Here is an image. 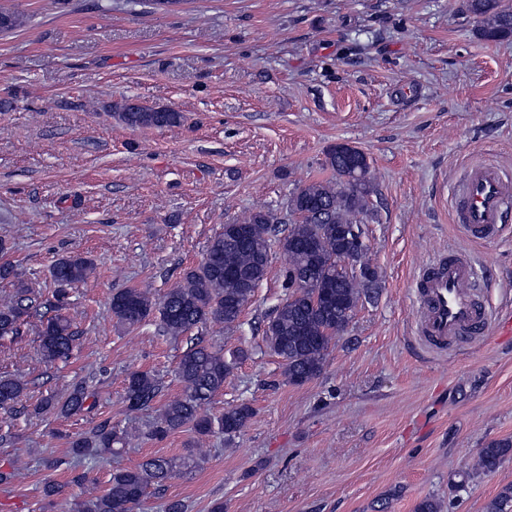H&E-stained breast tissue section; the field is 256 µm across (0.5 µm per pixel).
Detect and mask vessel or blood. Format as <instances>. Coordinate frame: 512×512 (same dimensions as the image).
<instances>
[{
  "instance_id": "1",
  "label": "vessel or blood",
  "mask_w": 512,
  "mask_h": 512,
  "mask_svg": "<svg viewBox=\"0 0 512 512\" xmlns=\"http://www.w3.org/2000/svg\"><path fill=\"white\" fill-rule=\"evenodd\" d=\"M456 221L473 241L500 236L512 214V178L495 164L475 160L466 167L455 193ZM476 271L468 256L443 253L423 266L412 283L414 333L431 352L493 332L512 334V308L491 315L474 294Z\"/></svg>"
}]
</instances>
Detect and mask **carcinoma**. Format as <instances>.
Masks as SVG:
<instances>
[{
	"mask_svg": "<svg viewBox=\"0 0 512 512\" xmlns=\"http://www.w3.org/2000/svg\"><path fill=\"white\" fill-rule=\"evenodd\" d=\"M468 11L480 19V36L488 41L512 37V6L504 0H466ZM113 116L131 128H166L179 126L182 113L143 105L133 111L127 103L115 107ZM327 167L335 179L321 180L298 187L288 198L287 210L294 220L279 228L282 218L271 210L259 209L243 220L223 226L210 242L201 262L189 269L182 280L163 298L152 301L137 288H126L112 295L110 310L127 328L157 319L158 330L177 339L202 325L235 323L245 306L265 279L274 245L287 256L284 287L291 289L303 281L291 298L273 311L265 330L269 350L284 362L289 383L301 385L317 378L326 363L332 341L343 335L353 318L360 299L372 297L378 285L376 272L365 278L343 275L336 270L332 257L339 251L366 247L359 216L368 214L372 190L369 161L353 166L343 159L338 146L327 152ZM95 270L93 261L73 254L59 258L51 269L54 284L52 298L42 299L18 280L14 266L0 264V281L14 285V293L0 300V339L22 334V327L41 307L59 309L69 298V288L88 279ZM40 353L48 363L67 360L75 347L76 336L70 321L56 315L41 331ZM234 361L224 358L221 350L199 340L182 354L178 364L181 394L160 410L152 435L163 438L190 427L199 441L216 433L234 438L249 423L253 409L246 403L224 410L220 417L203 412L204 406L224 388ZM26 383L11 374H0V410L9 411L21 400ZM159 392L156 377L136 371L126 387L127 407L145 408ZM91 397L80 386L59 400H42L43 412L75 415L93 408ZM128 443L125 431L100 424L70 442L72 454L102 458L120 452ZM512 456V438L494 440L481 448L474 470L492 473ZM175 463L153 457L130 469L112 473L109 487L103 491L87 487L84 477L76 479L81 492L75 497L72 512H137L147 489L172 476ZM486 512H512V484L501 488L487 504Z\"/></svg>",
	"mask_w": 512,
	"mask_h": 512,
	"instance_id": "carcinoma-1",
	"label": "carcinoma"
}]
</instances>
